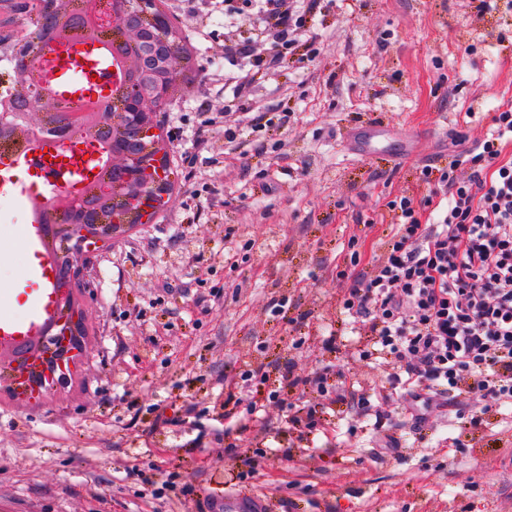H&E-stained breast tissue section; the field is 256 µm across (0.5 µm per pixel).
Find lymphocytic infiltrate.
<instances>
[{"label": "lymphocytic infiltrate", "instance_id": "f902f5d3", "mask_svg": "<svg viewBox=\"0 0 512 512\" xmlns=\"http://www.w3.org/2000/svg\"><path fill=\"white\" fill-rule=\"evenodd\" d=\"M512 104L492 117V132L457 153L428 197L391 201L399 221L388 254L368 278L354 277L343 306L367 324L363 357L390 356L391 392L409 400L416 423L442 390H471L512 402ZM469 168L470 179L456 171ZM449 198L433 224L422 222L434 197Z\"/></svg>", "mask_w": 512, "mask_h": 512}]
</instances>
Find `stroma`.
Segmentation results:
<instances>
[{
	"instance_id": "1",
	"label": "stroma",
	"mask_w": 512,
	"mask_h": 512,
	"mask_svg": "<svg viewBox=\"0 0 512 512\" xmlns=\"http://www.w3.org/2000/svg\"><path fill=\"white\" fill-rule=\"evenodd\" d=\"M164 2L195 71L160 115L172 196L96 253L75 293L77 369L23 398L0 356V512H210L258 449L270 512H512V408L463 387L416 427L341 301L386 256L389 201L426 197L422 168L484 139L512 101V11L321 0L280 60L254 25L261 0ZM377 121L388 133L356 153L345 132ZM30 219L0 196V287L20 304L37 286L14 245ZM250 368L263 378L244 391ZM322 369L327 394L289 387ZM241 399L256 419L229 429ZM304 404L321 430L289 423Z\"/></svg>"
}]
</instances>
